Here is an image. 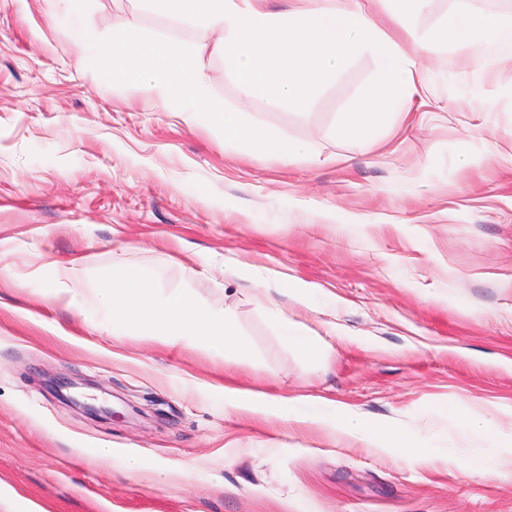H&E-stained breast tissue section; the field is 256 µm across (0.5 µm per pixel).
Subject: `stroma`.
<instances>
[{
    "instance_id": "35a3bbf8",
    "label": "stroma",
    "mask_w": 512,
    "mask_h": 512,
    "mask_svg": "<svg viewBox=\"0 0 512 512\" xmlns=\"http://www.w3.org/2000/svg\"><path fill=\"white\" fill-rule=\"evenodd\" d=\"M469 7L512 0H427L407 16L431 94L375 143L332 133L374 80L367 56L304 109L251 113L307 144L311 160L288 162L184 125L149 90L100 83L44 0H0V512H512V450L494 449L493 476L449 454L481 445L460 406L512 426V56L484 72L439 40ZM85 15L103 33L204 47L215 95L245 109L204 29L136 0H89ZM116 263L232 302L251 358L96 327L55 268L103 279ZM282 274L313 307H262ZM279 314L324 342L320 361L281 340ZM53 378L91 384L120 417L67 405ZM228 384L392 418L440 454L411 465L284 410L246 414Z\"/></svg>"
}]
</instances>
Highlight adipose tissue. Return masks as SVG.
<instances>
[{
  "label": "adipose tissue",
  "mask_w": 512,
  "mask_h": 512,
  "mask_svg": "<svg viewBox=\"0 0 512 512\" xmlns=\"http://www.w3.org/2000/svg\"><path fill=\"white\" fill-rule=\"evenodd\" d=\"M265 0H140L157 17L204 28L234 73L249 107H307L323 86L352 60L368 56L376 76L364 96L337 113L334 133L360 144L372 141L394 114L425 102L429 79L415 53L376 19L379 0H321L285 17L271 14ZM442 40L460 45L493 43L512 55V15L464 10L442 30ZM90 299L106 320L135 335L169 345L218 344L239 355L248 348L231 311L216 310L190 292H162L146 276L115 265ZM299 423L334 419L337 430L372 448H386L411 463L433 449L416 446L395 420L371 421L352 408L318 396L286 399Z\"/></svg>",
  "instance_id": "1"
}]
</instances>
